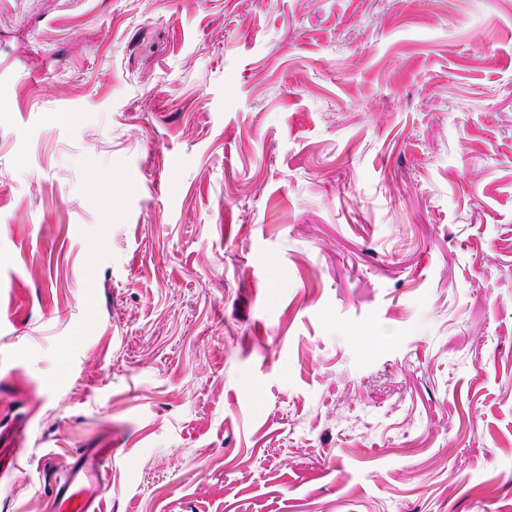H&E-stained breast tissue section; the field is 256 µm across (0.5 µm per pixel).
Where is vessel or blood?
<instances>
[{
  "mask_svg": "<svg viewBox=\"0 0 512 512\" xmlns=\"http://www.w3.org/2000/svg\"><path fill=\"white\" fill-rule=\"evenodd\" d=\"M108 459V452L102 448L79 452L65 478L56 483L53 512H100V504L108 491Z\"/></svg>",
  "mask_w": 512,
  "mask_h": 512,
  "instance_id": "1",
  "label": "vessel or blood"
}]
</instances>
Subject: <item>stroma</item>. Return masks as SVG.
Segmentation results:
<instances>
[{"label": "stroma", "mask_w": 512, "mask_h": 512, "mask_svg": "<svg viewBox=\"0 0 512 512\" xmlns=\"http://www.w3.org/2000/svg\"><path fill=\"white\" fill-rule=\"evenodd\" d=\"M0 512H512V0H0ZM106 448H85L76 455L67 475L56 481L54 512H102L101 501L108 491Z\"/></svg>", "instance_id": "1"}]
</instances>
